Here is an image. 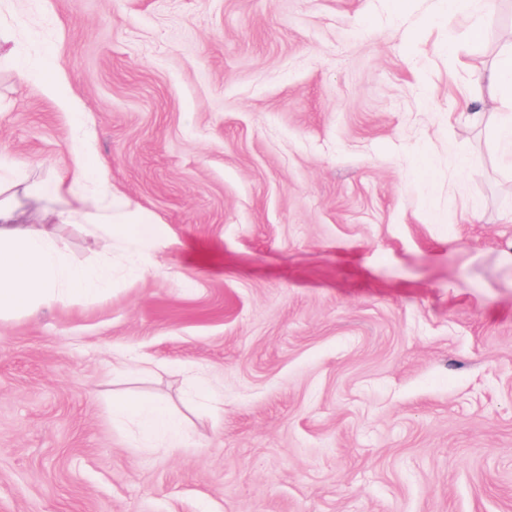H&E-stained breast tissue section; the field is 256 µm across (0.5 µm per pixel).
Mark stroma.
<instances>
[{
    "instance_id": "obj_1",
    "label": "stroma",
    "mask_w": 512,
    "mask_h": 512,
    "mask_svg": "<svg viewBox=\"0 0 512 512\" xmlns=\"http://www.w3.org/2000/svg\"><path fill=\"white\" fill-rule=\"evenodd\" d=\"M447 11L0 0V162L99 159L173 240L107 295L0 317V512H512V165L493 104L449 118L512 0H476L477 38ZM127 395L182 445L134 441ZM135 425L139 439L151 448H175L183 443L184 422L161 402L127 399L113 405L112 415Z\"/></svg>"
}]
</instances>
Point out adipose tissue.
Masks as SVG:
<instances>
[{
    "mask_svg": "<svg viewBox=\"0 0 512 512\" xmlns=\"http://www.w3.org/2000/svg\"><path fill=\"white\" fill-rule=\"evenodd\" d=\"M474 84L487 88L502 106L494 113L492 132L504 159L512 162V45L503 47L491 66L470 65ZM97 165L79 169L70 183L40 186L0 172V315L28 313L35 308L77 296H95L112 286V263L75 265L69 250L55 237L18 221V198L40 200L68 194L67 208L58 219L83 225L91 236L146 260L169 247L163 225L131 201L103 193L95 178ZM116 418L133 423L139 439L153 448H175L185 435L183 421L161 402L127 399L112 409Z\"/></svg>",
    "mask_w": 512,
    "mask_h": 512,
    "instance_id": "1",
    "label": "adipose tissue"
}]
</instances>
